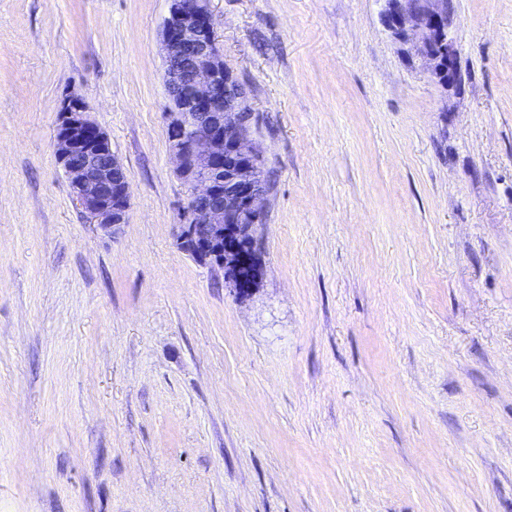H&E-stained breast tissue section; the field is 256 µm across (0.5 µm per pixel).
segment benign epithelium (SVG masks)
I'll list each match as a JSON object with an SVG mask.
<instances>
[{"mask_svg":"<svg viewBox=\"0 0 512 512\" xmlns=\"http://www.w3.org/2000/svg\"><path fill=\"white\" fill-rule=\"evenodd\" d=\"M162 29L164 82L172 108L167 134L179 176L190 188L178 245L205 265L231 272L247 294L261 275L256 243L243 230L262 220L265 188L246 134L252 111L244 87L228 75L218 50L210 0H169ZM394 34L415 41L432 74L459 81L447 0H386ZM56 155L87 220L107 232L127 223L130 185L108 135L86 115L81 99L61 109Z\"/></svg>","mask_w":512,"mask_h":512,"instance_id":"7a95c632","label":"benign epithelium"}]
</instances>
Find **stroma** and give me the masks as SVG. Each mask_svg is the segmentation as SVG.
<instances>
[{"label": "stroma", "instance_id": "stroma-1", "mask_svg": "<svg viewBox=\"0 0 512 512\" xmlns=\"http://www.w3.org/2000/svg\"><path fill=\"white\" fill-rule=\"evenodd\" d=\"M453 5L451 89L384 0H211L266 179L240 296L177 243L168 0H0V512H512V0ZM61 112L55 135L58 162L88 222L114 233L128 220L126 169L108 135L87 117L81 99L69 97Z\"/></svg>", "mask_w": 512, "mask_h": 512}]
</instances>
